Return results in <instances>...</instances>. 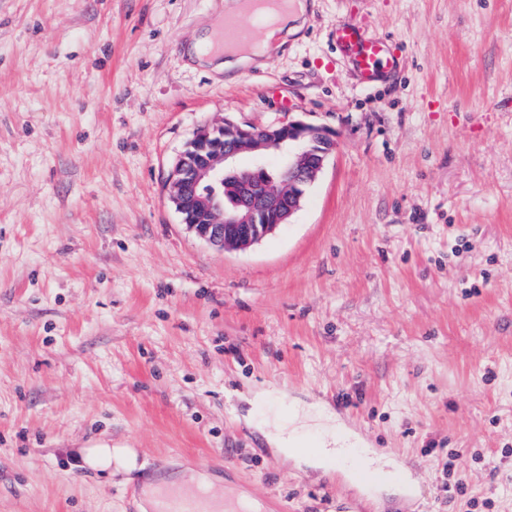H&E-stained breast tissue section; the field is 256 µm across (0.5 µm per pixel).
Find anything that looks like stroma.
<instances>
[{
	"instance_id": "35a3bbf8",
	"label": "stroma",
	"mask_w": 512,
	"mask_h": 512,
	"mask_svg": "<svg viewBox=\"0 0 512 512\" xmlns=\"http://www.w3.org/2000/svg\"><path fill=\"white\" fill-rule=\"evenodd\" d=\"M312 2L229 81L186 54L224 0H0V512L191 472L272 512H512V0ZM340 19L402 69L359 85ZM288 118L336 133L290 223L197 239L163 188L194 131ZM263 390L402 481L284 458ZM102 438L136 468H75Z\"/></svg>"
}]
</instances>
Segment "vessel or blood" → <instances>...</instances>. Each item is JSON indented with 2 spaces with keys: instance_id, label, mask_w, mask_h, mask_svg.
<instances>
[{
  "instance_id": "b4317fda",
  "label": "vessel or blood",
  "mask_w": 512,
  "mask_h": 512,
  "mask_svg": "<svg viewBox=\"0 0 512 512\" xmlns=\"http://www.w3.org/2000/svg\"><path fill=\"white\" fill-rule=\"evenodd\" d=\"M255 9L245 17L230 19L217 16L214 19V48L225 44H246L265 29L271 13L286 4L287 0H255ZM331 38L337 50L349 58L357 81L366 87L374 85L394 73L401 65L402 57L390 39L368 32L357 21L339 20L331 29ZM155 512H203L197 501L184 499L164 492L159 496Z\"/></svg>"
}]
</instances>
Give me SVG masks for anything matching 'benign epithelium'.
<instances>
[{
	"label": "benign epithelium",
	"mask_w": 512,
	"mask_h": 512,
	"mask_svg": "<svg viewBox=\"0 0 512 512\" xmlns=\"http://www.w3.org/2000/svg\"><path fill=\"white\" fill-rule=\"evenodd\" d=\"M333 132L291 119L199 127L165 182L181 223L222 250H244L286 224L333 153ZM250 164L242 166L243 156Z\"/></svg>",
	"instance_id": "obj_1"
}]
</instances>
